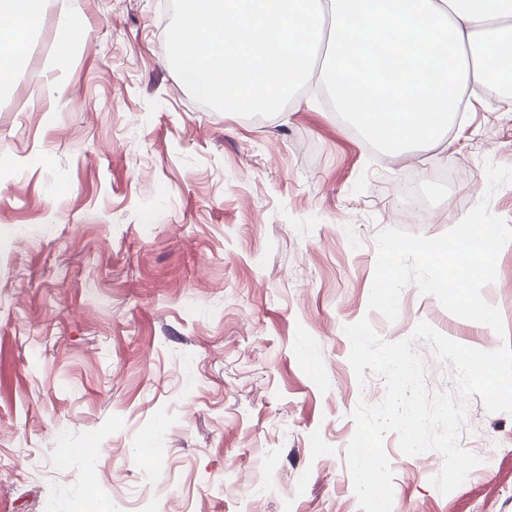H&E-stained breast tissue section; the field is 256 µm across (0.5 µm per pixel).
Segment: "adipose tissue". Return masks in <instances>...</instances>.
<instances>
[{
    "label": "adipose tissue",
    "mask_w": 512,
    "mask_h": 512,
    "mask_svg": "<svg viewBox=\"0 0 512 512\" xmlns=\"http://www.w3.org/2000/svg\"><path fill=\"white\" fill-rule=\"evenodd\" d=\"M171 52L230 112H272L318 81L385 154L440 143L468 86L512 58V0H180ZM39 0H0V84Z\"/></svg>",
    "instance_id": "1"
}]
</instances>
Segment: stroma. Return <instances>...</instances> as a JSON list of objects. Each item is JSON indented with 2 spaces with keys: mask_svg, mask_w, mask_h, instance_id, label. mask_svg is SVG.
<instances>
[{
  "mask_svg": "<svg viewBox=\"0 0 512 512\" xmlns=\"http://www.w3.org/2000/svg\"><path fill=\"white\" fill-rule=\"evenodd\" d=\"M176 4L42 0L0 86V512H361L351 413L386 381L358 382L345 326L512 344V243L482 290L499 334L413 284L396 321L369 311L376 236L454 228L485 162L512 166V111L474 89L439 146L400 158L315 85L227 112L167 58ZM408 182L431 206L411 223ZM489 199L512 225V183ZM460 444L482 463L443 494L442 456L387 433L392 512H512V414L473 397ZM85 31V23L81 16H72L68 19L66 26L59 37L56 54V67L63 70L69 61L72 44Z\"/></svg>",
  "mask_w": 512,
  "mask_h": 512,
  "instance_id": "1",
  "label": "stroma"
}]
</instances>
